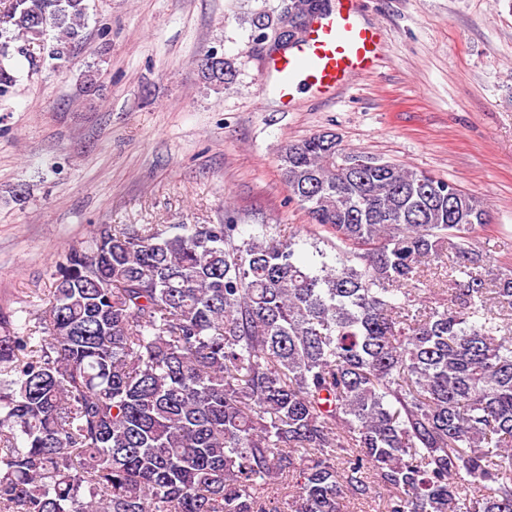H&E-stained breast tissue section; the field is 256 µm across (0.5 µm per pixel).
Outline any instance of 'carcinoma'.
I'll return each instance as SVG.
<instances>
[{
	"label": "carcinoma",
	"instance_id": "1",
	"mask_svg": "<svg viewBox=\"0 0 512 512\" xmlns=\"http://www.w3.org/2000/svg\"><path fill=\"white\" fill-rule=\"evenodd\" d=\"M302 4L256 17L270 54ZM87 14L9 0L0 101L1 60L62 66ZM370 161L322 133L280 151L336 238L314 264L276 224H98L64 254L40 325H0V512H512V264L472 249L479 198Z\"/></svg>",
	"mask_w": 512,
	"mask_h": 512
}]
</instances>
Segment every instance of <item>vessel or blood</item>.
Returning <instances> with one entry per match:
<instances>
[{
	"mask_svg": "<svg viewBox=\"0 0 512 512\" xmlns=\"http://www.w3.org/2000/svg\"><path fill=\"white\" fill-rule=\"evenodd\" d=\"M379 49L380 35L361 22L355 0H332L330 10L312 20L299 47L271 60L281 77L284 106H291L301 88L334 94L352 75L369 69Z\"/></svg>",
	"mask_w": 512,
	"mask_h": 512,
	"instance_id": "b4317fda",
	"label": "vessel or blood"
}]
</instances>
